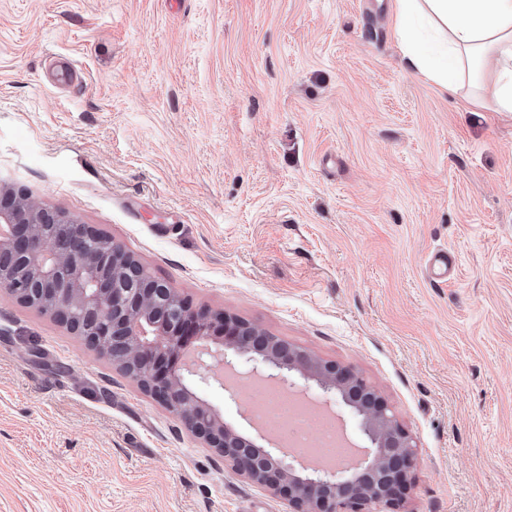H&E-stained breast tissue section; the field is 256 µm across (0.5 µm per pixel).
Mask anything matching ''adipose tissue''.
I'll use <instances>...</instances> for the list:
<instances>
[{
	"instance_id": "obj_1",
	"label": "adipose tissue",
	"mask_w": 512,
	"mask_h": 512,
	"mask_svg": "<svg viewBox=\"0 0 512 512\" xmlns=\"http://www.w3.org/2000/svg\"><path fill=\"white\" fill-rule=\"evenodd\" d=\"M394 31L407 65L451 93L512 112V0H395Z\"/></svg>"
}]
</instances>
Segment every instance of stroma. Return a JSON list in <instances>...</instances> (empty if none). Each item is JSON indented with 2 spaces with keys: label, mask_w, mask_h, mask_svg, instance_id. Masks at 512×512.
<instances>
[{
  "label": "stroma",
  "mask_w": 512,
  "mask_h": 512,
  "mask_svg": "<svg viewBox=\"0 0 512 512\" xmlns=\"http://www.w3.org/2000/svg\"><path fill=\"white\" fill-rule=\"evenodd\" d=\"M394 0H0V180L195 310L356 368L404 512H512V113L413 73ZM457 259L447 285L425 260ZM204 398L246 435L250 379ZM0 512H289L0 287Z\"/></svg>",
  "instance_id": "35a3bbf8"
}]
</instances>
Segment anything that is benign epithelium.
Listing matches in <instances>:
<instances>
[{"label":"benign epithelium","instance_id":"7a95c632","mask_svg":"<svg viewBox=\"0 0 512 512\" xmlns=\"http://www.w3.org/2000/svg\"><path fill=\"white\" fill-rule=\"evenodd\" d=\"M141 265L90 226L0 183V286L61 318L72 306L94 326L89 345L108 357L127 354L142 388L187 428L224 455L239 475L288 499L290 512H401L416 449L395 413L352 367L317 360L228 314L216 324L192 311L169 282L150 275L137 288ZM282 383H313L321 399L345 407L368 445L351 463L323 468L284 450L274 452L224 422L200 390L217 384L214 364Z\"/></svg>","mask_w":512,"mask_h":512}]
</instances>
